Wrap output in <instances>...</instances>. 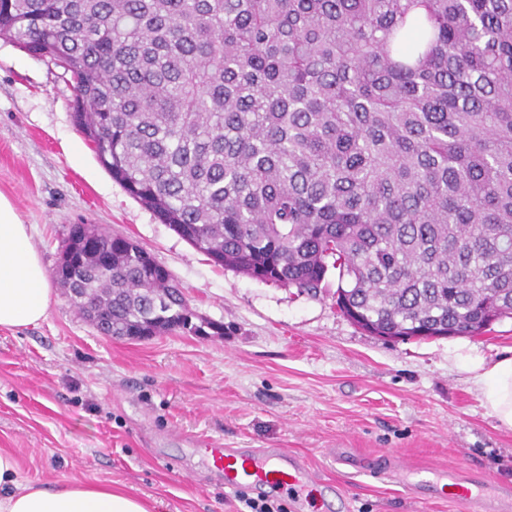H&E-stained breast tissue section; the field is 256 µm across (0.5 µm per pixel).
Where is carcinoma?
Returning a JSON list of instances; mask_svg holds the SVG:
<instances>
[{
	"label": "carcinoma",
	"mask_w": 512,
	"mask_h": 512,
	"mask_svg": "<svg viewBox=\"0 0 512 512\" xmlns=\"http://www.w3.org/2000/svg\"><path fill=\"white\" fill-rule=\"evenodd\" d=\"M112 178L196 250L365 331L512 318V0H0ZM59 278L103 336H222L94 224Z\"/></svg>",
	"instance_id": "1"
}]
</instances>
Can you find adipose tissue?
Returning a JSON list of instances; mask_svg holds the SVG:
<instances>
[{"label": "adipose tissue", "instance_id": "1", "mask_svg": "<svg viewBox=\"0 0 512 512\" xmlns=\"http://www.w3.org/2000/svg\"><path fill=\"white\" fill-rule=\"evenodd\" d=\"M52 302L48 274L26 224L0 194V329L43 321ZM478 398L503 427L512 429V357L490 360L470 352L460 356ZM0 512H148L135 494L109 483L72 481L42 487L18 480L13 456L0 452Z\"/></svg>", "mask_w": 512, "mask_h": 512}]
</instances>
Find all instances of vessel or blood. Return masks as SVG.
<instances>
[{"instance_id": "obj_1", "label": "vessel or blood", "mask_w": 512, "mask_h": 512, "mask_svg": "<svg viewBox=\"0 0 512 512\" xmlns=\"http://www.w3.org/2000/svg\"><path fill=\"white\" fill-rule=\"evenodd\" d=\"M206 456L224 474L228 490L251 486L268 492H301L309 476L304 458L285 448H226L216 444L206 449ZM454 496L468 512H494L495 502L456 484Z\"/></svg>"}]
</instances>
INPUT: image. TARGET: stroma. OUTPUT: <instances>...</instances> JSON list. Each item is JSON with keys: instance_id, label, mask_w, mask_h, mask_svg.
Wrapping results in <instances>:
<instances>
[{"instance_id": "1", "label": "stroma", "mask_w": 512, "mask_h": 512, "mask_svg": "<svg viewBox=\"0 0 512 512\" xmlns=\"http://www.w3.org/2000/svg\"><path fill=\"white\" fill-rule=\"evenodd\" d=\"M73 83L48 58L0 39V193L11 199L47 271L69 230L94 224L137 241L220 336L101 335L51 281L45 320L0 330V451L34 485L73 480L128 488L153 512H240L200 455L289 448L310 478L286 512H462L418 500L385 475L473 474L512 498V429L480 404L455 357L458 337L374 336L317 295L212 263L133 199L72 118ZM474 353L512 355V319L467 337Z\"/></svg>"}]
</instances>
